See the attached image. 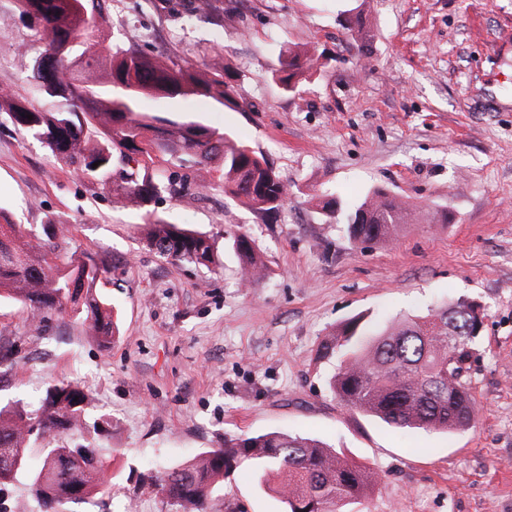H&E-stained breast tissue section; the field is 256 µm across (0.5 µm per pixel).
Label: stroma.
I'll list each match as a JSON object with an SVG mask.
<instances>
[{"label": "stroma", "instance_id": "35a3bbf8", "mask_svg": "<svg viewBox=\"0 0 512 512\" xmlns=\"http://www.w3.org/2000/svg\"><path fill=\"white\" fill-rule=\"evenodd\" d=\"M109 25L92 41L201 64L220 56L234 103L202 95L148 100L153 114L195 120L261 155L288 183L275 213L215 188L121 209L0 111V216L66 224L69 250L104 264L98 291L119 315L111 344L71 312L35 323L0 301V404L36 409L48 388L78 382L93 401L109 491L73 512H174L151 476L228 435L309 436L375 469L381 482L351 512H512V0H100ZM369 18L368 44L348 25ZM300 47L318 62L294 89L274 75ZM42 40L18 0H0V92L36 101ZM383 189L444 224L390 244L353 246L317 205L347 207ZM209 236L216 269L175 265L142 241L147 219ZM248 235L267 269L241 287L233 238ZM468 300L484 325L467 363L478 415L456 433L402 432L343 408L313 362L347 319L384 324ZM227 512H285L238 469L217 491Z\"/></svg>", "mask_w": 512, "mask_h": 512}]
</instances>
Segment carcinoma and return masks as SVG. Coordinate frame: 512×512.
Returning <instances> with one entry per match:
<instances>
[{"mask_svg": "<svg viewBox=\"0 0 512 512\" xmlns=\"http://www.w3.org/2000/svg\"><path fill=\"white\" fill-rule=\"evenodd\" d=\"M25 11L43 21L48 45L71 43L57 78L73 87L69 107L43 109L0 95V110L16 126L32 133L79 177L101 185L120 208H141L165 194L172 199L190 188L202 194L220 183L224 194L261 212L277 210L288 198V183L249 146L199 122H178L144 110L146 98L204 95L219 104L233 101V86L223 64L205 63L201 79L176 63L147 57L118 43L96 45L81 5L85 0H22ZM105 62L106 81L98 69ZM307 51L288 49L278 80L288 90L293 78L314 67ZM32 118H27V115ZM138 164L121 173L114 160ZM98 166H93V163ZM205 172L190 183L180 170ZM321 209L342 218L353 244L384 245L400 228L422 217L412 207L381 190L345 209L334 197ZM69 228L44 224L39 233L24 224H0V299L21 302L33 317L45 320L67 310L84 316L93 335L108 341L116 333L112 304L96 292L103 265L86 253H67ZM146 244L171 263L209 266L214 248L203 233L157 218L146 224ZM243 281L253 284L265 268L250 240L236 237ZM474 316L464 304L404 316L379 328L358 316L341 324L318 350L317 359L334 363L328 380L337 402L373 415L400 430L452 433L470 426L476 399L465 365L476 337L465 331ZM90 397L73 382L47 390L37 411L0 404V485L25 471L26 457L40 435L55 444L42 448L41 467L28 475V492L40 512H59L106 491L99 475L95 439L71 443L68 437L86 428ZM249 466L259 484L275 486L286 512H346L380 482L372 468L348 460L321 442L283 431L224 437V447L206 450L192 461L152 480L176 512H216L214 492L241 466Z\"/></svg>", "mask_w": 512, "mask_h": 512, "instance_id": "cac0c4a2", "label": "carcinoma"}]
</instances>
